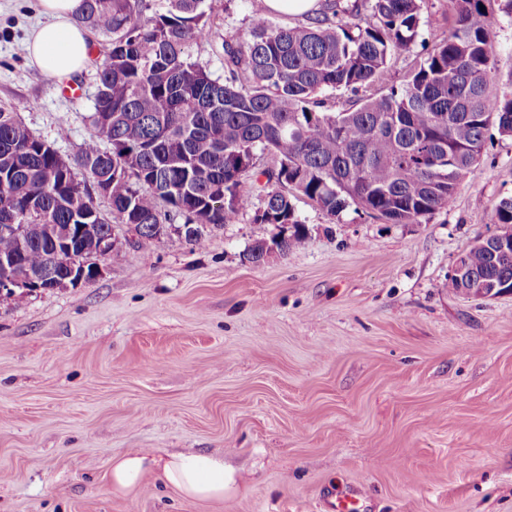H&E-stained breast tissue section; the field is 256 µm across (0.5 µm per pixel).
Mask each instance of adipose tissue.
<instances>
[{"label": "adipose tissue", "instance_id": "obj_1", "mask_svg": "<svg viewBox=\"0 0 512 512\" xmlns=\"http://www.w3.org/2000/svg\"><path fill=\"white\" fill-rule=\"evenodd\" d=\"M43 22L27 36L31 62L56 81L81 72L89 63L88 34L73 22L80 0H39ZM154 476L184 499L223 502L237 487L235 469L223 457L208 453H131L114 456L107 473L112 496L135 493L146 476Z\"/></svg>", "mask_w": 512, "mask_h": 512}]
</instances>
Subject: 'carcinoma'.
<instances>
[{
    "label": "carcinoma",
    "mask_w": 512,
    "mask_h": 512,
    "mask_svg": "<svg viewBox=\"0 0 512 512\" xmlns=\"http://www.w3.org/2000/svg\"><path fill=\"white\" fill-rule=\"evenodd\" d=\"M422 2L328 4L280 26L250 0L249 29L221 44V80L189 48L209 41L223 0H168L154 14L146 0H82L76 24L108 39L96 66L95 135L64 157L18 107H0V225H28L20 237L0 231V258H14L0 279L60 274L70 257L55 240L68 224H95L113 241L111 221L142 224L135 244L148 249L155 225L181 217L178 236L201 248L206 228L236 223L260 196L255 221L293 228L245 250L260 264L304 239L295 193L328 216L353 202L391 224L448 209L490 125L512 136V96L491 88L486 0H453L448 33L403 83L358 96L383 83L388 59L411 51ZM328 90L355 99L336 112L322 98ZM95 182L108 187L110 218L95 205ZM489 221L512 224V198ZM461 261L468 277L512 290L511 247L488 240Z\"/></svg>",
    "instance_id": "carcinoma-1"
}]
</instances>
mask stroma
Segmentation results:
<instances>
[{"label":"stroma","instance_id":"obj_1","mask_svg":"<svg viewBox=\"0 0 512 512\" xmlns=\"http://www.w3.org/2000/svg\"><path fill=\"white\" fill-rule=\"evenodd\" d=\"M488 0L491 86L512 93V13ZM451 0H423L411 53L388 64L401 85L447 27ZM230 0L193 55L244 33ZM39 0H0V106L62 156L94 129V66L63 95L32 66L25 34ZM512 197V137L493 134L452 205L389 224L348 205L330 217L301 195L307 227L255 265L245 248L276 228L169 232L125 242L94 280L0 297V512H326L330 489L366 512H512V293L453 291L448 276ZM163 449L222 455L239 473L220 504L182 499L153 477L109 494L112 456Z\"/></svg>","mask_w":512,"mask_h":512}]
</instances>
